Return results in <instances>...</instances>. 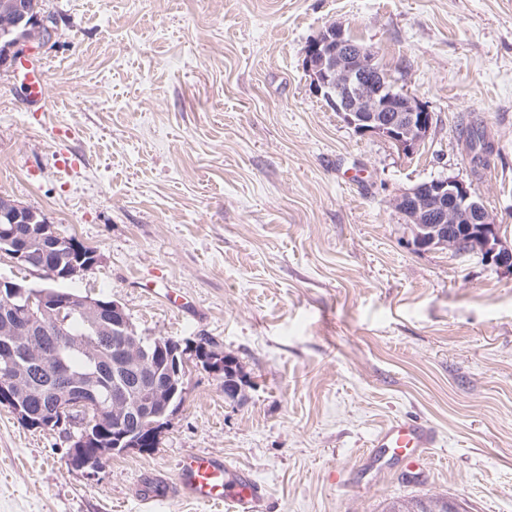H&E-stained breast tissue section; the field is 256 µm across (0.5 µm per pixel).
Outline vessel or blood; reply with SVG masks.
I'll list each match as a JSON object with an SVG mask.
<instances>
[{"mask_svg": "<svg viewBox=\"0 0 512 512\" xmlns=\"http://www.w3.org/2000/svg\"><path fill=\"white\" fill-rule=\"evenodd\" d=\"M372 447L390 452L392 457L415 463L439 447L437 431L427 423L415 419H398L380 429ZM176 490L183 500L206 506H223L225 512H267L269 494L244 468L228 464L223 456L204 452H189L177 464L174 487H167L154 475H146L141 482L139 499L143 505L166 497Z\"/></svg>", "mask_w": 512, "mask_h": 512, "instance_id": "obj_1", "label": "vessel or blood"}]
</instances>
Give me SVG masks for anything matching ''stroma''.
Here are the masks:
<instances>
[{
	"label": "stroma",
	"mask_w": 512,
	"mask_h": 512,
	"mask_svg": "<svg viewBox=\"0 0 512 512\" xmlns=\"http://www.w3.org/2000/svg\"><path fill=\"white\" fill-rule=\"evenodd\" d=\"M55 37L0 69V195L98 255L68 289L139 333L204 337L246 386L190 364L148 454L75 469V429L0 406V512H141L148 473L206 450L270 512H383L444 496L512 512V274L419 250L391 197L459 178L512 246V0H43ZM338 25L436 125L413 156L359 134L310 85ZM47 67V105L27 90ZM494 145L473 169L461 125ZM439 432L423 468L372 447L395 418Z\"/></svg>",
	"instance_id": "stroma-1"
}]
</instances>
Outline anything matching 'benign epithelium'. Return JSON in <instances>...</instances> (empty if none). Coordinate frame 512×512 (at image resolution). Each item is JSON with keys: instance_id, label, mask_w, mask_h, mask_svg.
I'll use <instances>...</instances> for the list:
<instances>
[{"instance_id": "benign-epithelium-1", "label": "benign epithelium", "mask_w": 512, "mask_h": 512, "mask_svg": "<svg viewBox=\"0 0 512 512\" xmlns=\"http://www.w3.org/2000/svg\"><path fill=\"white\" fill-rule=\"evenodd\" d=\"M26 19L45 31V39L32 42L18 37L4 42L0 49L1 68L14 66L24 50L34 51L53 38V29L42 16L22 15L21 20ZM303 67L314 92L361 134L379 136L401 153L412 156L432 130L435 114L428 105L414 95L395 90L376 64L374 55L349 42L338 26L321 30L309 41L304 49ZM391 204L406 216L408 223L415 225L414 235L420 247L478 253L486 262L512 272V248L503 244L496 219L474 198L465 182L449 176L419 183L395 194ZM2 215L6 216V221L0 220V253L9 255L20 266L27 258L11 250L19 224L40 226L41 240L52 249L65 248L70 243V239L55 232L39 213L15 202L0 209ZM49 309L61 317L81 307L64 296L48 308L40 307L38 312L30 303L19 306L14 312L16 331L26 332L31 324L40 320V314ZM112 327L122 330L124 346L136 342V336L130 333V319L117 303L112 307ZM51 363L60 376V385L51 409L45 413V423L62 426L69 423L71 416L79 414L85 416V428L95 425L103 412L95 388L74 387L65 365L57 358ZM113 368L146 373L148 362L130 355L114 362ZM154 388L152 378L146 375L136 393L124 389L114 391V405L133 412L140 405L135 396Z\"/></svg>"}]
</instances>
